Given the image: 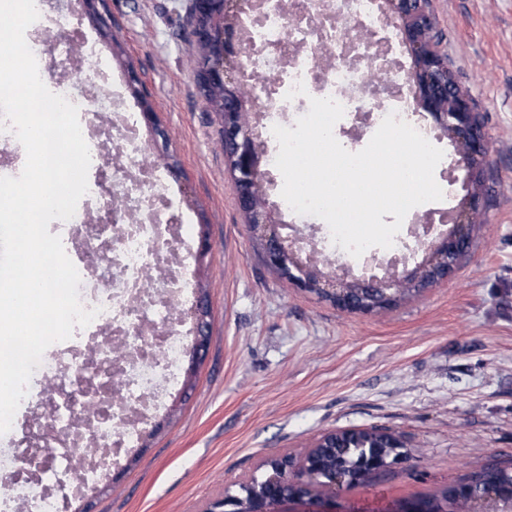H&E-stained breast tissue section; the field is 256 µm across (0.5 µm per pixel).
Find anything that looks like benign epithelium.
<instances>
[{
    "label": "benign epithelium",
    "instance_id": "1",
    "mask_svg": "<svg viewBox=\"0 0 512 512\" xmlns=\"http://www.w3.org/2000/svg\"><path fill=\"white\" fill-rule=\"evenodd\" d=\"M396 21L404 44L413 53L414 68L409 78L411 109L424 112L433 120L435 128L448 136L457 148L455 167L465 172L463 187L466 194L456 208L453 228L444 224H426L424 232L414 233L416 249L423 251L425 262L408 268L407 256H394L385 266L383 276L376 274L357 277L344 269L331 275L320 271L315 257L306 254L302 239L284 233L288 228L276 220L272 208L249 204L254 187L263 185L267 172L263 168L259 135L251 126L242 97L235 91L224 98L222 147L233 180L239 208L261 242L266 266L284 273L288 281L302 291L315 293L337 307L352 313L369 314L375 308L371 301L387 307L395 304L407 288H423L428 281L425 271L439 280L448 276L456 260L467 253L472 243V230L480 214L484 198L483 174L490 144L487 132L475 112L470 96L463 91L451 75L440 45L431 37L437 28V17L426 6V0H386ZM193 45L210 44L216 55L203 65L209 81H221L233 88L245 87L256 81L240 60L234 39L237 29L226 26L217 32L215 22L230 13L242 14L253 8L249 0H193ZM196 323L194 342L188 351L189 369L206 351L208 329L207 308L198 304L192 312ZM386 443L373 444L359 465L349 475L320 481L319 469L324 459L311 456L294 466L284 456L273 457L264 465L265 477L260 490L246 505L226 494L209 503L204 512H277V507L313 495L318 487H342L363 483L402 463L405 453L390 458L388 448L404 447L402 437L392 431L385 432Z\"/></svg>",
    "mask_w": 512,
    "mask_h": 512
}]
</instances>
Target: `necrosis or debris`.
<instances>
[{
    "mask_svg": "<svg viewBox=\"0 0 512 512\" xmlns=\"http://www.w3.org/2000/svg\"><path fill=\"white\" fill-rule=\"evenodd\" d=\"M380 0H259L243 35L249 71L270 75L255 93L265 102L261 124L272 130L289 110L304 115L310 98L330 97L345 118L367 113L379 127L391 113L409 120V57L385 19ZM39 21L58 35L32 40L35 57L51 52L61 75L53 91L78 109L92 164L111 161L112 177L88 181L83 207L54 221L61 239L82 228L76 268L85 309H97L82 332L89 352L63 341V359L43 358L34 375L56 386L20 440L23 455L0 452V512H71L106 461L135 447L141 424L158 409L179 371L185 341L175 324L184 254L193 227L171 199L178 190L157 169L136 165L146 149L132 112L107 91L112 65L100 48L73 36V0H35ZM88 65L82 86L66 78ZM380 73V85L370 77ZM305 94L291 96L296 84Z\"/></svg>",
    "mask_w": 512,
    "mask_h": 512,
    "instance_id": "necrosis-or-debris-1",
    "label": "necrosis or debris"
}]
</instances>
